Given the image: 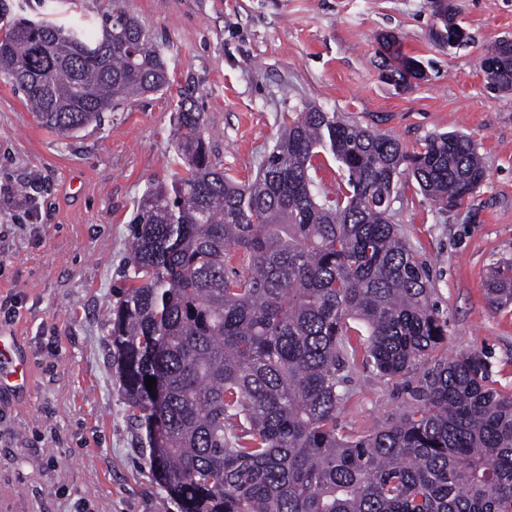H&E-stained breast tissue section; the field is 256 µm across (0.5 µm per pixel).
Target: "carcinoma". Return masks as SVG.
Wrapping results in <instances>:
<instances>
[{"label":"carcinoma","instance_id":"cac0c4a2","mask_svg":"<svg viewBox=\"0 0 512 512\" xmlns=\"http://www.w3.org/2000/svg\"><path fill=\"white\" fill-rule=\"evenodd\" d=\"M7 28L0 76L62 136L169 85L160 48L118 0L96 21ZM378 43L395 82L417 76L396 36ZM502 53L486 59L510 85ZM203 127L180 100L177 172L137 203L109 332L167 496L180 512H512V395L489 386L479 352L434 357L448 321L388 210L403 176L436 206L462 205L486 177L475 143L438 133L409 154L311 106L241 184L212 162ZM322 153L346 172L334 198L315 192ZM488 291L493 307L512 304V262ZM359 357L389 380L434 364L402 415L347 431L338 414Z\"/></svg>","mask_w":512,"mask_h":512}]
</instances>
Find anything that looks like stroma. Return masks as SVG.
<instances>
[{"mask_svg":"<svg viewBox=\"0 0 512 512\" xmlns=\"http://www.w3.org/2000/svg\"><path fill=\"white\" fill-rule=\"evenodd\" d=\"M470 39L431 38L430 0H121L160 45L170 87L105 113L67 138L41 127L0 78V330L24 347L23 398L0 396V512H178L138 444L108 347L125 287L130 222L145 190L172 179L174 117L191 97L211 159L252 181L292 113L315 106L396 138L409 153L434 133L469 135L486 178L443 210L400 179L391 221L429 268L448 322L449 358L483 353L489 383L512 393V305L492 308L489 276L512 261V93L490 89L486 47L512 39V0H453ZM66 22L110 0H0ZM390 31L424 79L386 81L377 37ZM427 368L406 381L357 365L344 428L397 418Z\"/></svg>","mask_w":512,"mask_h":512,"instance_id":"stroma-1","label":"stroma"}]
</instances>
